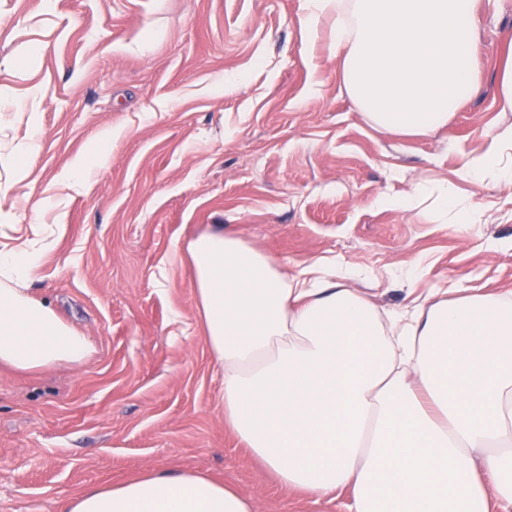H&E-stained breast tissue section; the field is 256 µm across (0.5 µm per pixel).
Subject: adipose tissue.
<instances>
[{"label":"adipose tissue","mask_w":512,"mask_h":512,"mask_svg":"<svg viewBox=\"0 0 512 512\" xmlns=\"http://www.w3.org/2000/svg\"><path fill=\"white\" fill-rule=\"evenodd\" d=\"M305 23L336 15L347 92L369 123L406 136L447 126L479 91L475 0H305ZM512 125L474 156V178L512 182ZM54 231L0 243V365L86 358L91 343L26 287ZM196 311L224 370V422L287 489L349 491L350 512H489L512 503V299L428 295L384 321L346 288L349 269L291 274L240 239L187 241ZM63 512H252L232 486L148 471L93 488Z\"/></svg>","instance_id":"adipose-tissue-1"}]
</instances>
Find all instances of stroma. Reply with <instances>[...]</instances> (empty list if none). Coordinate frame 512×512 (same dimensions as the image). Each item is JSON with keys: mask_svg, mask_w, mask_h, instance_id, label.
Returning a JSON list of instances; mask_svg holds the SVG:
<instances>
[{"mask_svg": "<svg viewBox=\"0 0 512 512\" xmlns=\"http://www.w3.org/2000/svg\"><path fill=\"white\" fill-rule=\"evenodd\" d=\"M476 6L479 93L404 136L368 122L305 0H0V225L62 223L30 295L92 343L79 363L0 366V512H62L146 470L230 483L253 512H346L347 494L282 487L225 427L181 247L216 231L291 272L352 265L387 313L437 288L512 293V183L464 167L512 123V0ZM446 188L469 223L435 208Z\"/></svg>", "mask_w": 512, "mask_h": 512, "instance_id": "1", "label": "stroma"}]
</instances>
